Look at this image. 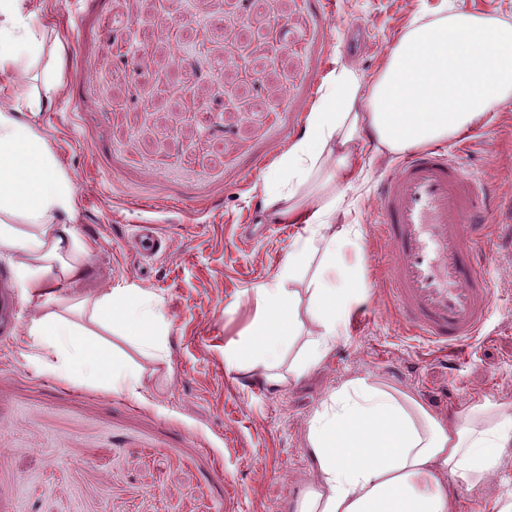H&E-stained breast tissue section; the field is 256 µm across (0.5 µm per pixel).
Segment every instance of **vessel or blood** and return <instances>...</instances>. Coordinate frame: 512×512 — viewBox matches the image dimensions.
I'll return each instance as SVG.
<instances>
[{"label":"vessel or blood","mask_w":512,"mask_h":512,"mask_svg":"<svg viewBox=\"0 0 512 512\" xmlns=\"http://www.w3.org/2000/svg\"><path fill=\"white\" fill-rule=\"evenodd\" d=\"M387 286L413 335L460 352L493 305L489 254L512 264V200L467 177L445 148L402 158L377 185Z\"/></svg>","instance_id":"obj_1"}]
</instances>
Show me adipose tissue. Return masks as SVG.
I'll use <instances>...</instances> for the list:
<instances>
[{"label": "adipose tissue", "mask_w": 512, "mask_h": 512, "mask_svg": "<svg viewBox=\"0 0 512 512\" xmlns=\"http://www.w3.org/2000/svg\"><path fill=\"white\" fill-rule=\"evenodd\" d=\"M39 0H0V247L18 255L15 279L26 294L45 296L57 278H72L91 252L62 216H74L76 192L47 140L20 118L49 111L62 88L45 33L34 24ZM512 102V24L464 12L412 24L372 78L354 66L333 69L300 136L268 178L264 211L272 223L303 225L280 273L254 290L250 332L224 351L274 388L296 382L329 356L339 328L363 297L343 262L342 247L360 231L331 224L336 190L349 179L359 144L374 141L385 156L451 139L490 110ZM321 253L307 293L291 283L306 259ZM316 325L288 372L272 361L271 343L300 335V301ZM148 294L108 290L92 301L95 327L142 332L141 346L159 351L164 326ZM42 365L84 367L111 389H136L140 371L119 362L93 329L48 312L27 330ZM313 481L299 512H456L449 479L484 485L512 447V399L486 398L468 411L437 417L414 394L354 376L330 392L307 427Z\"/></svg>", "instance_id": "1"}]
</instances>
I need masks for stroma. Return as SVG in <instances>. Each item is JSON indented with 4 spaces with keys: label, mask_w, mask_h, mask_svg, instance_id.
Here are the masks:
<instances>
[{
    "label": "stroma",
    "mask_w": 512,
    "mask_h": 512,
    "mask_svg": "<svg viewBox=\"0 0 512 512\" xmlns=\"http://www.w3.org/2000/svg\"><path fill=\"white\" fill-rule=\"evenodd\" d=\"M44 0L36 25L65 38L63 85L33 127L71 178L68 227L92 251L50 302L21 294L15 253L0 249V293L20 297L0 331V512H295L312 480L307 422L327 394L367 376L417 395L439 417L483 398H512V266L491 263L493 312L451 358L411 335L384 286L375 190L396 156L362 146L343 188L340 224L359 225L343 258L367 296L335 349L274 390L228 367L224 349L251 322L253 290L280 272L300 235L261 218L264 177L299 136L338 63L374 76L415 20L441 11L512 23V0ZM466 170L512 196V104L465 139ZM136 224L168 240L152 262ZM162 301V358L137 337L101 331L145 387H103L86 370L53 372L33 357L27 326L102 290ZM460 512L512 495V455Z\"/></svg>",
    "instance_id": "obj_1"
}]
</instances>
